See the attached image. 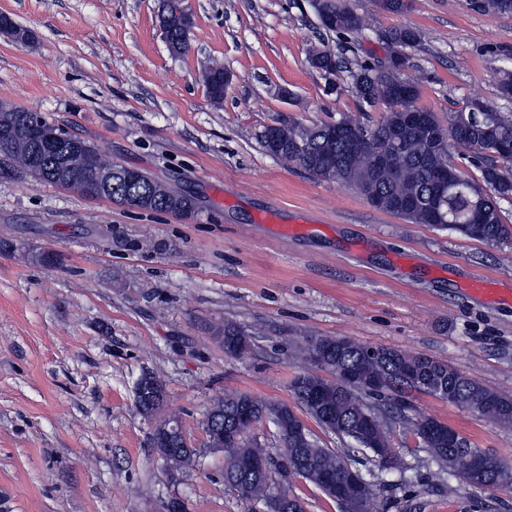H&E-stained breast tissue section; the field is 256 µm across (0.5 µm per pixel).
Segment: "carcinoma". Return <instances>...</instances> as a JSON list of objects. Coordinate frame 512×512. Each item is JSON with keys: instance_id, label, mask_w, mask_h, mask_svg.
Wrapping results in <instances>:
<instances>
[{"instance_id": "1", "label": "carcinoma", "mask_w": 512, "mask_h": 512, "mask_svg": "<svg viewBox=\"0 0 512 512\" xmlns=\"http://www.w3.org/2000/svg\"><path fill=\"white\" fill-rule=\"evenodd\" d=\"M467 7L476 13L512 14V0H479L475 4L466 0ZM320 29L328 36H336V49L325 45L312 46L308 60L326 63L337 69L346 68L350 88L360 111L377 104L384 106V114L375 125H362L348 117L302 127L298 122L281 124L277 129L281 146L273 148L270 140L261 138L265 151L284 161L297 164L310 176L319 180H334L355 186L363 197L378 196L385 200L382 211L411 224H426L435 229H450L459 235L495 246L512 247V226L504 223L497 200L512 196V156L500 154L497 145L512 142V110L469 100L460 109L448 114V124L428 111L429 119L410 125L403 119V112L418 107L421 84L410 79L398 69L381 68L382 58L356 59L347 63L340 52L365 37L368 29L365 17L347 3V0H310ZM160 15L168 32L169 50L182 54L188 49L183 32L192 28L191 15L183 6V0H161ZM386 52L415 48L420 43L419 32L410 26L392 28L377 34ZM203 83L210 100L219 104L224 99V66L213 64ZM17 118L29 115L41 123L47 120L37 112L8 102H0V112ZM354 127L363 139L359 147L328 137L336 125ZM460 131L469 142L471 152L462 155L479 173L476 179L462 171L449 150L451 128ZM303 129L305 144L310 152L300 150L294 141L295 129ZM385 145L390 159L379 167L374 158L376 148ZM29 173L16 168L13 152L0 144V182H7ZM155 177L140 170L131 175L127 167L113 164L112 202L129 208L166 212L188 217L195 212L196 200L187 193L169 191L166 199L151 205L142 203L144 193ZM315 341L331 348L324 371L331 377L302 372L291 383L293 393L306 410L327 431L354 441V450L373 454L379 471L400 470L401 463L395 453L385 459L375 453V445L361 439L356 430L359 420L368 415L385 439L391 438L393 425L405 423L412 427L427 448L432 461L457 475L455 460L460 453H472L482 457L485 466L499 474L500 481L512 480L504 466L478 448L464 441L460 448L448 446V442L429 434L428 424L433 418L413 421L407 412L411 405L405 391L413 388L405 371L425 366L442 378L456 391L457 406L485 419L499 428L512 429V397L504 396L484 386L450 363L438 361L426 355L406 354L384 349L385 356L368 360L358 350L346 349L349 339L337 336H317ZM253 345L252 334L234 323L224 324V351L231 356H242ZM343 364H353L361 371H375L388 380L380 391L359 390L346 397L336 392L339 370ZM322 386L332 395L333 420L319 416L317 409L307 402L306 395L315 387ZM243 401L250 403L253 422H272L280 429L283 450L273 457L257 443H246L245 428L234 438L214 435L213 447L224 453V484L230 485L235 464L241 458L264 457L268 461L265 474L250 483L240 493L248 500L273 498L274 476L286 479L298 474L318 488H323L322 477L332 475L341 480L348 466L346 456L331 448H325L312 436L286 404L272 405L258 401L248 394L224 396V410L232 412Z\"/></svg>"}]
</instances>
